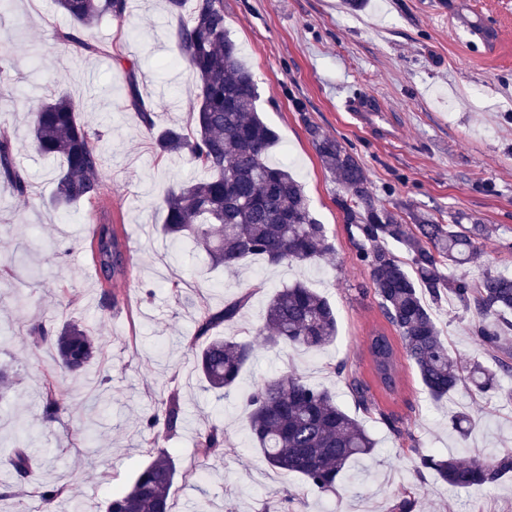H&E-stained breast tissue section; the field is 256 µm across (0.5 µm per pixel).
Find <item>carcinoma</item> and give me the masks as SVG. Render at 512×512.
Listing matches in <instances>:
<instances>
[{
  "instance_id": "carcinoma-1",
  "label": "carcinoma",
  "mask_w": 512,
  "mask_h": 512,
  "mask_svg": "<svg viewBox=\"0 0 512 512\" xmlns=\"http://www.w3.org/2000/svg\"><path fill=\"white\" fill-rule=\"evenodd\" d=\"M70 17L73 29L62 38L89 52L96 47L80 31L101 18L119 24L129 14L130 0H56ZM180 55L200 82L193 126L160 125L142 101L134 67L128 69V93L154 151L160 157L189 155L207 172L184 183L164 199L162 233L173 241L191 239L203 245L212 264L232 273L250 256L288 265L322 259L335 251L325 225L310 210L302 186L280 164L268 159L275 132L258 114L260 98L253 73L239 60L236 43L224 26V0H195L190 19L175 32ZM79 106L59 96L36 99L29 108L33 143L45 156L61 159L53 202L69 206L80 201H104L102 157L88 128L79 119ZM306 132L321 166L339 183L336 207L356 259L369 272L370 288L385 325L367 340L369 379L348 375V388L366 412H376L388 430L407 444L415 456L418 476L431 472L456 487L477 489L512 473V452L491 459L460 460L452 455L426 454L414 435L381 410L377 394L388 395L399 384L402 360L414 367L428 395L440 401L459 387L478 394L499 389V379L512 374V277L486 272L478 281L454 277L450 266L469 263L478 240L488 236L481 224H441L414 211L410 220L376 199L364 169L338 140L309 124ZM0 181L14 193H28V182L17 168L6 131H0ZM404 251L399 258L391 246ZM88 251L109 282L128 274L130 248L119 225L105 219L93 229ZM453 298L473 319L469 331L492 358L493 367L474 360L467 366L448 349L435 323L432 307ZM246 292L219 310L198 309L194 369L207 388L224 394L236 389L254 347L214 330L233 323L248 304ZM264 346L320 350L336 339V312L317 291L296 282L268 301L261 329ZM28 335L55 347L62 367L80 374L101 353L100 342L76 323L51 328L33 320ZM248 410L247 429L263 461L304 478L322 493L336 492V482L350 462L372 453L370 433L340 407L327 389L308 384L292 372L266 378L241 394ZM66 408L54 387H47L40 405L43 421L55 420ZM182 423L178 393L171 392L160 410L147 418L148 445L153 459L132 482L112 494L105 512H173L171 490L178 476L174 459L162 442ZM195 446L202 460L222 452L224 431L210 425L197 430ZM21 481L33 478L31 449L19 444L4 460ZM414 492L394 496L388 512H412Z\"/></svg>"
}]
</instances>
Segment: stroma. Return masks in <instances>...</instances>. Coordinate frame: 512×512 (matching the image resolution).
I'll return each instance as SVG.
<instances>
[{"mask_svg":"<svg viewBox=\"0 0 512 512\" xmlns=\"http://www.w3.org/2000/svg\"><path fill=\"white\" fill-rule=\"evenodd\" d=\"M460 0H224L228 35L259 86L258 110L277 136L271 160L289 154L290 173L303 185L314 217L325 225L335 251L315 263L272 266L243 262L227 274L210 267L203 250L171 243L160 232L167 192L199 175L187 156L160 158L127 98L136 76L147 106L160 124L185 125L200 84L175 42L178 20L164 0H130L125 24L104 19L85 29L93 44L77 51L60 38L71 22L54 0H11L0 12V125L7 126L27 196L0 186V263L16 276L0 279V367L13 378L0 387V491L15 480L3 464L14 448L17 425L32 431L37 481L16 497L1 499L0 512H46L42 484L66 489L56 512H68L71 496L85 512H98L113 491L127 486L152 455L145 417L168 389H178L184 422L166 443L178 469L196 457L194 436L203 424L224 429V449L205 465L203 478H178V512H261L263 503L291 494L298 512H386L403 487L417 488L419 512H512V478L477 490L453 488L427 475L417 481L410 457L373 413L359 408L338 375V365L367 373V338L382 322L367 290L369 275L350 243L334 199L340 190L306 133L317 125L362 164L373 191L388 209L405 207L444 224H487L476 258L457 268L479 280L491 270L512 276V0H467L472 14L497 32L494 45L472 35ZM134 74H127V62ZM66 96L80 107L103 156L106 201L113 223L123 225L136 270L105 282L86 249L100 219L85 202L55 208V162L35 149L27 112L32 98ZM378 100L381 133L364 129L345 110L346 100ZM304 282L336 309L335 345L318 352L261 350L245 366L239 390H207L193 367L190 342L196 312L183 295L211 308L243 291L251 299L224 335L254 339L274 293ZM124 298L102 305L104 289ZM51 326L74 321L104 346L102 355L75 377L57 367L52 350L28 335L34 318ZM449 350L462 361L482 358L469 332L471 316L454 300L434 311ZM298 370L312 386L332 391L376 441L372 455L352 462L339 480L338 496L317 491L302 477L268 467L253 447L239 397L270 376ZM401 385L381 407L415 435L422 450L467 460L512 451V377L500 390L472 399L460 391L435 401L411 364ZM53 379L67 405L56 421L43 422V384ZM466 411L479 424L460 440L451 417Z\"/></svg>","mask_w":512,"mask_h":512,"instance_id":"1","label":"stroma"}]
</instances>
